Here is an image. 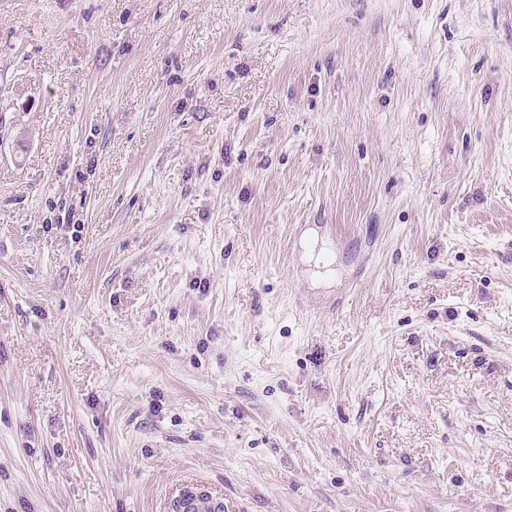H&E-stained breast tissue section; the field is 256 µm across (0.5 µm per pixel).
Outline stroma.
Here are the masks:
<instances>
[{
	"mask_svg": "<svg viewBox=\"0 0 512 512\" xmlns=\"http://www.w3.org/2000/svg\"><path fill=\"white\" fill-rule=\"evenodd\" d=\"M187 486L512 512V0H0V512Z\"/></svg>",
	"mask_w": 512,
	"mask_h": 512,
	"instance_id": "35a3bbf8",
	"label": "stroma"
}]
</instances>
